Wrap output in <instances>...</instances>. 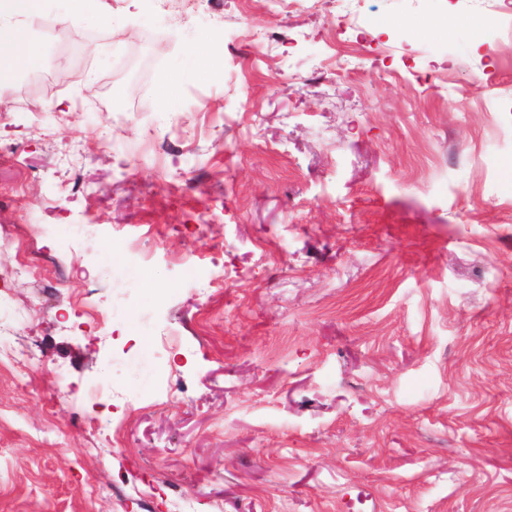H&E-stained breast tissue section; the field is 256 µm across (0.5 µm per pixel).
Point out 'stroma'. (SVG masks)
Wrapping results in <instances>:
<instances>
[{
    "label": "stroma",
    "mask_w": 512,
    "mask_h": 512,
    "mask_svg": "<svg viewBox=\"0 0 512 512\" xmlns=\"http://www.w3.org/2000/svg\"><path fill=\"white\" fill-rule=\"evenodd\" d=\"M499 3L102 0L106 27L61 0L47 36L22 17L42 51L0 85V300L29 358L0 365V512H512ZM103 373L112 442L56 397Z\"/></svg>",
    "instance_id": "35a3bbf8"
}]
</instances>
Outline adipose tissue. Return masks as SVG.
<instances>
[{"label": "adipose tissue", "instance_id": "adipose-tissue-1", "mask_svg": "<svg viewBox=\"0 0 512 512\" xmlns=\"http://www.w3.org/2000/svg\"><path fill=\"white\" fill-rule=\"evenodd\" d=\"M35 9L36 0H0V83L12 79L39 51L29 33L12 22L13 17L29 15Z\"/></svg>", "mask_w": 512, "mask_h": 512}]
</instances>
